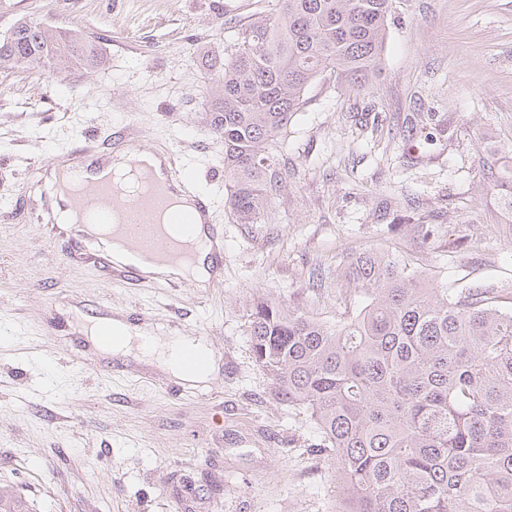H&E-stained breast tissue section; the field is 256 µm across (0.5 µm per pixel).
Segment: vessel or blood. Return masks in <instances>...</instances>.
I'll use <instances>...</instances> for the list:
<instances>
[{"label":"vessel or blood","instance_id":"b4317fda","mask_svg":"<svg viewBox=\"0 0 512 512\" xmlns=\"http://www.w3.org/2000/svg\"><path fill=\"white\" fill-rule=\"evenodd\" d=\"M125 139L126 134L120 129L113 132L109 151L97 154L87 144L64 156V163L75 167L86 156L94 158L88 175L79 180L88 210L77 218L78 228L67 239L65 258L111 268L119 280L140 285L145 278L137 266L113 267L109 242L120 241L135 255L161 265L192 261L203 250L210 261L212 276L221 277L224 233L213 223V201L197 192L186 167L179 165L170 152L159 153L160 171L156 174L142 169L137 158L125 159L130 167L141 169L151 185L149 194L129 197L116 192L109 175L115 161L122 157ZM177 224L201 225L203 234L196 240L178 236L172 231ZM86 317L96 342L102 346L110 344L112 316L108 307L96 305L87 311Z\"/></svg>","mask_w":512,"mask_h":512}]
</instances>
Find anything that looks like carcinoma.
<instances>
[{"instance_id":"cac0c4a2","label":"carcinoma","mask_w":512,"mask_h":512,"mask_svg":"<svg viewBox=\"0 0 512 512\" xmlns=\"http://www.w3.org/2000/svg\"><path fill=\"white\" fill-rule=\"evenodd\" d=\"M393 0H277L204 55L210 130L224 142L231 215L254 224L283 182L276 140L317 81L363 89L382 63ZM106 65L80 33L37 17L0 34V69ZM495 187L512 210V155ZM345 279L364 305L330 325L253 299L248 336L275 396L306 408L333 459L337 512H512V306L486 291L430 288L378 252Z\"/></svg>"}]
</instances>
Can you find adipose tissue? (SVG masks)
Instances as JSON below:
<instances>
[{"mask_svg":"<svg viewBox=\"0 0 512 512\" xmlns=\"http://www.w3.org/2000/svg\"><path fill=\"white\" fill-rule=\"evenodd\" d=\"M112 328V353L124 354L137 347L142 356L157 359L170 374L184 381L207 380L214 369L211 350L193 337L174 336L162 342L147 335L144 328L119 320L113 321Z\"/></svg>","mask_w":512,"mask_h":512,"instance_id":"obj_1","label":"adipose tissue"}]
</instances>
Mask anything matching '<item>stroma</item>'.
<instances>
[{
    "instance_id": "obj_1",
    "label": "stroma",
    "mask_w": 512,
    "mask_h": 512,
    "mask_svg": "<svg viewBox=\"0 0 512 512\" xmlns=\"http://www.w3.org/2000/svg\"><path fill=\"white\" fill-rule=\"evenodd\" d=\"M394 6L380 74L361 91L307 90L280 138L281 190L239 224L211 177L224 145L195 51L223 52L253 0H0V33L35 16L108 60L0 73V494L24 512H336L314 421L254 362L253 297L339 323L353 312L341 272L364 251L400 257L433 287L512 297V235L483 166L512 151V0ZM120 126L139 149L175 151L215 199L222 281L139 288L62 260L64 239L37 220L54 191L43 165L90 135L107 150ZM417 223L434 225L429 240ZM99 302L159 336L202 339L215 372L184 382L102 353L78 309Z\"/></svg>"
}]
</instances>
